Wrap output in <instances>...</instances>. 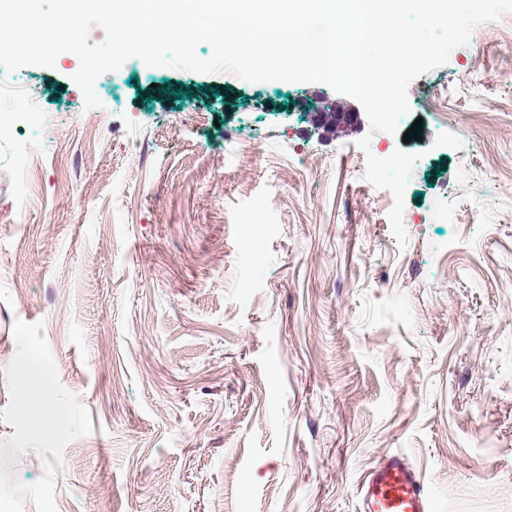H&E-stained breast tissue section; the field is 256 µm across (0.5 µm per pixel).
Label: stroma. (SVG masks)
Here are the masks:
<instances>
[{"mask_svg": "<svg viewBox=\"0 0 512 512\" xmlns=\"http://www.w3.org/2000/svg\"><path fill=\"white\" fill-rule=\"evenodd\" d=\"M78 67L11 75L54 122L0 181V512H357L393 451L434 512H512V12L411 84L410 142L136 58L89 110ZM366 135L422 155L406 247ZM36 364H27L19 366L15 371V382L18 387L17 398L22 405L28 406L32 401V396L28 390V385L32 377L39 371Z\"/></svg>", "mask_w": 512, "mask_h": 512, "instance_id": "obj_1", "label": "stroma"}]
</instances>
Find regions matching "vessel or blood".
<instances>
[{
  "instance_id": "vessel-or-blood-1",
  "label": "vessel or blood",
  "mask_w": 512,
  "mask_h": 512,
  "mask_svg": "<svg viewBox=\"0 0 512 512\" xmlns=\"http://www.w3.org/2000/svg\"><path fill=\"white\" fill-rule=\"evenodd\" d=\"M358 512H432V497L421 472L401 455L390 454L370 468L356 486Z\"/></svg>"
}]
</instances>
